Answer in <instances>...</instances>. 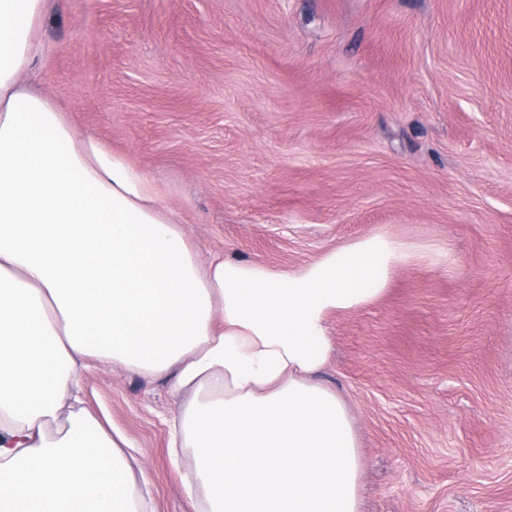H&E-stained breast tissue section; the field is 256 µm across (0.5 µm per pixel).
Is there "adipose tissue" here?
<instances>
[{
    "instance_id": "adipose-tissue-1",
    "label": "adipose tissue",
    "mask_w": 512,
    "mask_h": 512,
    "mask_svg": "<svg viewBox=\"0 0 512 512\" xmlns=\"http://www.w3.org/2000/svg\"><path fill=\"white\" fill-rule=\"evenodd\" d=\"M45 5L0 0V512H155L127 437L75 406L92 359L183 398L169 448L196 512H360L353 420L315 375L330 317L387 291L402 244L200 258L146 173L26 83Z\"/></svg>"
}]
</instances>
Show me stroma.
<instances>
[{
  "instance_id": "1",
  "label": "stroma",
  "mask_w": 512,
  "mask_h": 512,
  "mask_svg": "<svg viewBox=\"0 0 512 512\" xmlns=\"http://www.w3.org/2000/svg\"><path fill=\"white\" fill-rule=\"evenodd\" d=\"M39 87L144 171L201 255L410 252L332 316L364 512H512V0H47ZM157 512H193L165 381L98 366Z\"/></svg>"
}]
</instances>
